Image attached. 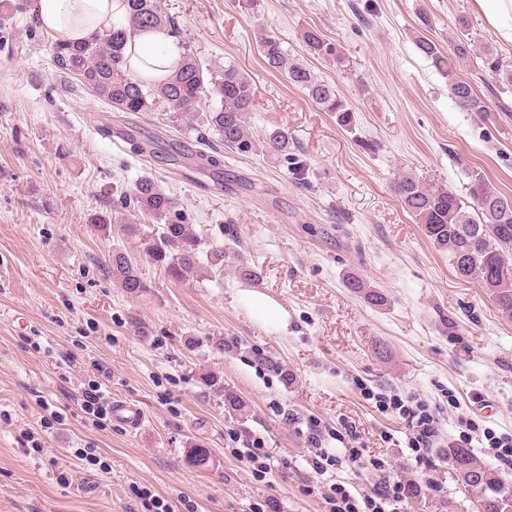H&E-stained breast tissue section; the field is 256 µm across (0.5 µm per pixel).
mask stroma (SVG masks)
I'll return each instance as SVG.
<instances>
[{"instance_id": "35a3bbf8", "label": "stroma", "mask_w": 512, "mask_h": 512, "mask_svg": "<svg viewBox=\"0 0 512 512\" xmlns=\"http://www.w3.org/2000/svg\"><path fill=\"white\" fill-rule=\"evenodd\" d=\"M166 4L203 65L231 62L254 79V138L280 126L293 142L284 157L224 150L226 182L216 190L197 119L129 117L90 91H63L52 35L34 12L0 22V512H147L144 489L169 512L190 503L195 512H249L264 501L277 512H325L306 491L311 424L325 446L384 455L402 478L424 479L406 421L365 399L368 390L425 401L444 441L473 449L512 481V463L487 440L512 435V320L456 275L391 190L407 170L461 194L480 170L512 197V88L468 59L457 71L488 112L460 111L415 38L447 45L465 15L472 41L511 65L512 42L474 0ZM309 26L343 47L347 70L306 51ZM263 27L348 101L353 128L267 69L256 41ZM128 133L145 153L131 152ZM145 175L179 200L208 243L229 246L223 275L167 280L121 231L129 214L109 232L91 227L113 193ZM115 249L136 259L145 292L127 294L102 269ZM244 269L258 279L241 277ZM351 275L380 288L386 306L351 293ZM249 291L276 300L287 327L253 314L242 300ZM220 335L233 351L207 346ZM36 336L48 353L31 346ZM259 353L292 381L258 365ZM96 362L112 372V397L143 406L142 430L82 409ZM203 369L223 375L246 414L203 392ZM29 431L40 434L42 453H27ZM237 436L270 448L274 466L263 480L231 455ZM194 443L208 448L207 466L189 460ZM430 460L444 490L421 491L408 512H475L446 454Z\"/></svg>"}]
</instances>
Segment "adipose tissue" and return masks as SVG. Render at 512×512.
Wrapping results in <instances>:
<instances>
[{"instance_id":"obj_1","label":"adipose tissue","mask_w":512,"mask_h":512,"mask_svg":"<svg viewBox=\"0 0 512 512\" xmlns=\"http://www.w3.org/2000/svg\"><path fill=\"white\" fill-rule=\"evenodd\" d=\"M34 9L43 29L72 41L87 42L108 30L125 6L122 0H35ZM126 54L134 70H141L143 63H152L156 78L168 75L180 58L178 48L161 29L131 34Z\"/></svg>"}]
</instances>
